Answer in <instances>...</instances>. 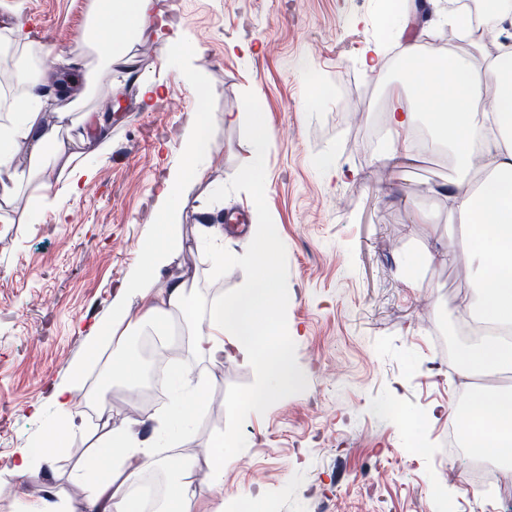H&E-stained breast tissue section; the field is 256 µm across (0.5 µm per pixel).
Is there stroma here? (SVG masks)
<instances>
[{"instance_id":"stroma-1","label":"stroma","mask_w":512,"mask_h":512,"mask_svg":"<svg viewBox=\"0 0 512 512\" xmlns=\"http://www.w3.org/2000/svg\"><path fill=\"white\" fill-rule=\"evenodd\" d=\"M91 2L26 0L19 17L0 7V63L21 60V32L47 50L42 84L72 77L84 86L88 58L76 45ZM403 2L387 15L382 0H154L180 22L185 48L146 30L130 51L135 74L113 67L93 89L87 109L111 112L112 123L107 151L89 161L92 178L69 195L53 168L45 177L61 192L56 209L36 212L24 193L0 208V512L19 490L6 470L13 449L53 427L54 387L82 364L88 386L97 384L90 330L108 322L117 286L156 240V187L184 165L192 112L205 114L210 148L201 176L183 188L186 248L161 276L193 269L204 304L233 293L258 244L247 234L206 237L191 215L263 216L278 226L275 262L298 331L299 385L247 416L233 404L261 387L255 367L187 360L209 378L192 445L245 444L224 468L225 500L260 493L271 512H512V469L501 472L505 491L474 494L465 480L472 456L445 445L457 400L448 347L466 340L454 325L472 295L448 200L434 192L452 163L434 144L415 161L387 162L384 111L401 73L394 31L405 26L447 48L448 0L425 14L418 0ZM369 44L388 68L365 67ZM136 74L162 84L151 107L138 99ZM255 108L271 134L258 188L244 177ZM228 112L236 123H225ZM321 156L334 158L336 176L315 166ZM219 247L236 264H216ZM405 254L417 259L414 273L399 266ZM152 389L114 387L113 418L166 412L169 392L150 404ZM103 434L98 416L78 411L64 447L42 466V486L78 497L70 473Z\"/></svg>"}]
</instances>
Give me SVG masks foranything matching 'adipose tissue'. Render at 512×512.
Returning a JSON list of instances; mask_svg holds the SVG:
<instances>
[{
    "label": "adipose tissue",
    "mask_w": 512,
    "mask_h": 512,
    "mask_svg": "<svg viewBox=\"0 0 512 512\" xmlns=\"http://www.w3.org/2000/svg\"><path fill=\"white\" fill-rule=\"evenodd\" d=\"M447 22L470 40L473 50L464 55L437 54L424 50L419 41L405 43L404 90L391 97L386 112L391 133L387 157L415 158L419 148L412 134L426 119L435 140L447 146L462 171V178L451 180L445 192L448 213L460 226L458 256L473 288L471 317L496 333L462 347L460 367L467 375L504 376L512 373V339L498 334L499 329H512V46H489L473 37L465 17L456 10H449ZM151 23L168 31L171 41H178L174 23L154 14L153 0H94L84 41L96 53L99 70L111 72ZM16 80L25 91L0 114V203L12 204L18 188L27 184L38 206L49 209L57 199L50 193V183L38 174L61 162L62 132H76L81 144L72 155L75 175L66 184L67 192L75 194L80 177L90 173L86 158L106 147L104 141L92 139L87 128L93 123L106 127L112 115L47 111L45 101L34 91L32 74L17 73ZM420 102L433 103L430 116L417 110ZM186 126V164L179 176L161 185L160 195L167 204L159 216V241L146 248L140 268L120 285L112 316L99 329L93 349L94 357L102 361L101 375L133 389L141 381V364L128 352V343L134 336H159L160 353L170 361L167 383L174 404L156 423L135 417L113 425L74 473L81 488L79 499L26 494L13 501L10 512H143L133 486L143 474L156 470L166 477L156 512H190L192 504L203 498L208 501L206 512H224V464L238 455L239 448L220 444L207 448L208 469L201 477H193V458L181 451L190 436L179 427L200 416L208 383L179 363V354L187 352L212 364L229 361L257 367L270 379L260 392L265 401L298 382L288 337L277 320L284 293L273 260L279 247L274 225H251L250 233L264 258L244 287L224 298L203 306L195 296L194 278H160L163 268L185 249L182 217L188 199L182 187L201 175L209 146L208 123L202 114L191 115ZM19 143L28 150L29 168L14 162L13 148ZM176 328L181 338L174 342L170 335ZM83 389L79 375L55 387L51 439L15 449L9 460L11 473L21 483L37 480L46 457L66 441ZM471 409L474 422L487 436L484 449L511 465L512 386L476 392ZM150 424L175 447V454L161 457L141 443L135 430Z\"/></svg>",
    "instance_id": "adipose-tissue-1"
}]
</instances>
